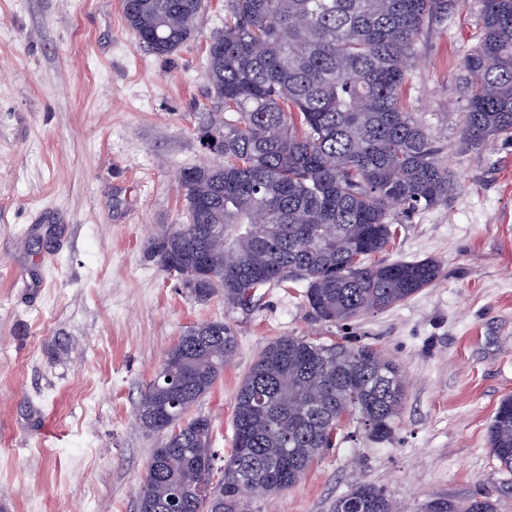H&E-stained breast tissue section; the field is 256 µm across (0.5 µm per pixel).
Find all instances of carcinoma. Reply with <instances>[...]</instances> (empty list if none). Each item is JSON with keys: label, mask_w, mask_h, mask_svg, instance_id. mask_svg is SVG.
Returning <instances> with one entry per match:
<instances>
[{"label": "carcinoma", "mask_w": 512, "mask_h": 512, "mask_svg": "<svg viewBox=\"0 0 512 512\" xmlns=\"http://www.w3.org/2000/svg\"><path fill=\"white\" fill-rule=\"evenodd\" d=\"M204 0H122L131 34L158 55L195 34ZM447 0H228L224 30L206 44L216 111L200 132L217 161L182 176L187 221L153 240L199 302L247 310L262 288L293 283L316 319L346 324L417 295L442 274L433 259L383 264L397 226L451 195L445 147L402 103L425 26ZM482 33L462 61L459 143L481 150L512 137V0H482ZM237 349L214 320L189 327L165 354L137 406L140 425L167 434L138 491L139 512H244L238 485L271 497L296 485L336 445L341 418L384 439L405 398L398 364L368 345L282 336L256 358L235 396L233 451L213 484L211 420L195 404ZM512 471V398L488 429ZM444 512H497L489 499ZM333 512H395L383 490L355 482Z\"/></svg>", "instance_id": "carcinoma-1"}]
</instances>
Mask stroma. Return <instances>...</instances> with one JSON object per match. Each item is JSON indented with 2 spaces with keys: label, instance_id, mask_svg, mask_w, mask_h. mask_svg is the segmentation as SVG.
<instances>
[{
  "label": "stroma",
  "instance_id": "obj_1",
  "mask_svg": "<svg viewBox=\"0 0 512 512\" xmlns=\"http://www.w3.org/2000/svg\"><path fill=\"white\" fill-rule=\"evenodd\" d=\"M227 0L159 56L127 30L121 0H0V512H137L164 436L136 420L141 394L190 326L221 320L237 351L191 408L232 453L236 392L281 336L368 345L402 369L406 397L388 438L342 421L338 444L295 486L247 512H332L356 480L399 512L489 498L512 512V472L488 427L512 397V145L462 152L461 63L481 36L480 0H457L425 30L404 102L449 146L446 203L417 212L384 263L433 258L440 279L346 327L316 320L301 287L264 289L242 311L201 303L150 243L185 219L184 169L213 160L206 42Z\"/></svg>",
  "mask_w": 512,
  "mask_h": 512
}]
</instances>
